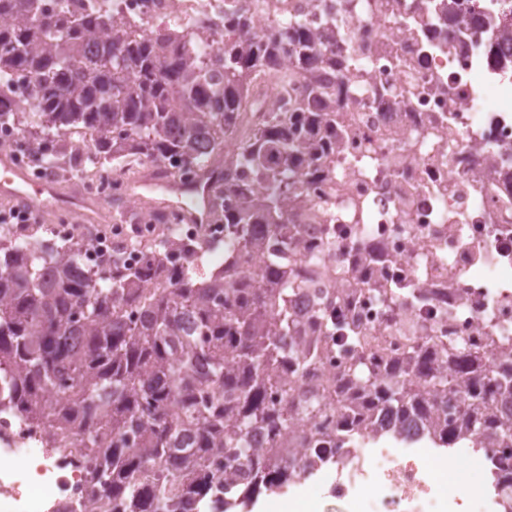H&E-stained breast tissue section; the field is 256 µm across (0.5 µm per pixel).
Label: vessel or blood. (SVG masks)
Returning <instances> with one entry per match:
<instances>
[{
    "label": "vessel or blood",
    "mask_w": 512,
    "mask_h": 512,
    "mask_svg": "<svg viewBox=\"0 0 512 512\" xmlns=\"http://www.w3.org/2000/svg\"><path fill=\"white\" fill-rule=\"evenodd\" d=\"M0 198L21 209L42 213L61 202L63 195L53 181L31 180L11 155L1 153Z\"/></svg>",
    "instance_id": "1"
}]
</instances>
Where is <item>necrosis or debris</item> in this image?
Segmentation results:
<instances>
[{
    "mask_svg": "<svg viewBox=\"0 0 512 512\" xmlns=\"http://www.w3.org/2000/svg\"><path fill=\"white\" fill-rule=\"evenodd\" d=\"M273 0L251 17L266 34L297 18L335 59L324 75L337 100L338 123L321 138L336 162L318 172L312 157L307 202L297 215L304 280L291 298L301 326L331 275L365 276L355 254H375V285L354 305L338 303L362 338L367 367L382 373L412 341L437 336L487 349L488 337L512 349V0ZM75 13L94 6L150 29L223 22L224 0H55ZM463 21L449 30V12ZM494 104H487L488 91ZM0 148L39 181L46 160L16 125L0 126ZM80 190L109 200L130 194L123 173L80 174ZM194 200L165 211L170 238L226 242L220 224H193ZM58 244L82 240V263L98 268L113 238L82 233L69 214L46 225ZM441 473L422 455L387 437L343 449L326 473L328 497L352 503L368 496L369 512H503L486 484L443 494ZM81 449L51 448L42 427L0 411V512H92Z\"/></svg>",
    "mask_w": 512,
    "mask_h": 512,
    "instance_id": "obj_1",
    "label": "necrosis or debris"
}]
</instances>
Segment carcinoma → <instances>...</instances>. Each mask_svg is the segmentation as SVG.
Listing matches in <instances>:
<instances>
[{"label":"carcinoma","mask_w":512,"mask_h":512,"mask_svg":"<svg viewBox=\"0 0 512 512\" xmlns=\"http://www.w3.org/2000/svg\"><path fill=\"white\" fill-rule=\"evenodd\" d=\"M47 0H0V124L71 172L83 167L66 132L91 134L93 164L136 155L192 165L210 149L212 215L238 246L205 277L154 254L103 278L81 270L80 249L8 244L0 237V409L51 431L58 450L80 447L96 512H228L304 478L315 461L361 443L374 418L414 420L437 448L497 449L492 486L512 512V352L481 354L457 343L408 346L398 365L366 372L361 360L336 386V427L302 437L294 427L323 406L301 377L319 365L316 337L295 340L288 298L298 286L296 209L302 182L288 167L340 114L314 85L268 109L252 89L276 76L279 45L302 68L311 35L288 24L266 38L250 15L262 0L224 7L214 58L196 36L126 29L101 14H57ZM21 101L28 112L7 103ZM271 190L259 195L253 186ZM121 224L162 223L156 208L113 202ZM265 254L262 265L254 255ZM324 333L347 344L327 308ZM261 430L267 447H252Z\"/></svg>","instance_id":"cac0c4a2"}]
</instances>
